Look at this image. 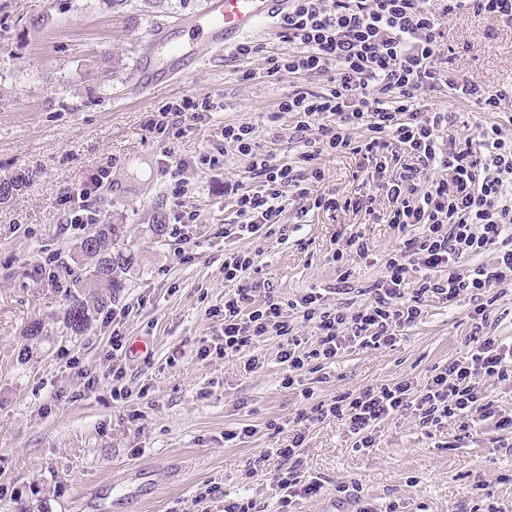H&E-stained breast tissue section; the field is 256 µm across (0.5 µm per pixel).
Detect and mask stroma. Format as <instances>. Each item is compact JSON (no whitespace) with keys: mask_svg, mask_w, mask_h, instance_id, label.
Here are the masks:
<instances>
[{"mask_svg":"<svg viewBox=\"0 0 512 512\" xmlns=\"http://www.w3.org/2000/svg\"><path fill=\"white\" fill-rule=\"evenodd\" d=\"M201 0H0V182L17 173L30 179L0 201V512H219L225 496L249 492L261 512H276L269 477L277 448L288 442L283 425L297 412L336 396L386 383H420L435 368L460 357L468 341L469 297L426 299L414 325L395 347L350 350L306 374L312 392L303 400L286 389L277 353L279 337L219 359L197 350L219 328L216 311L230 286L224 256L248 248L225 237L236 214L224 199V181L245 179L248 157L224 143L226 124L255 126L259 152L291 158V118L267 126L266 112L292 89L287 76H267L268 57L288 49L278 32L250 35L255 52L197 67L185 79L140 98L132 91L140 51L152 33L198 11ZM452 67L490 89L512 83V28L485 16L451 25ZM253 72L243 80V72ZM208 96L223 111L201 120L182 115L165 133L149 121L162 105ZM222 153L220 167L199 164L201 153ZM182 161L191 190L193 224H170L162 238L149 226L168 222L173 209L165 164ZM323 190L348 196L376 188L352 154L322 155ZM110 176L86 205L98 222L126 225L139 255L119 305L120 325L145 350L126 361V400L112 399L108 340L112 311H99L85 335L67 337L63 314L69 295L40 264L52 254L71 264L80 230L69 228L61 204L69 190L89 184L100 169ZM279 224L259 243L246 276L268 283L279 302L322 288L332 306L357 307L362 289L380 277L399 244L389 224L359 211L332 217L301 214L284 195ZM361 233L373 251L350 258V291L337 290L333 259L340 237ZM47 337L25 338L34 319ZM263 362L246 371L251 357ZM78 358L71 368L69 358ZM93 388H85L86 377ZM244 425L255 434L228 444L224 433ZM493 422L462 431L451 422L428 431L398 417L381 424L374 447L355 449L341 422L329 417L311 427L304 469L326 490L300 502L296 512H354L338 503L336 484L352 480L377 512H512V452L498 448ZM267 451L263 475L246 482L244 470ZM213 498L196 501L198 489Z\"/></svg>","mask_w":512,"mask_h":512,"instance_id":"35a3bbf8","label":"stroma"}]
</instances>
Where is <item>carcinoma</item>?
<instances>
[{"mask_svg": "<svg viewBox=\"0 0 512 512\" xmlns=\"http://www.w3.org/2000/svg\"><path fill=\"white\" fill-rule=\"evenodd\" d=\"M94 241L97 258L87 259L85 245ZM78 266L64 267L76 290L65 310L64 323L70 334L81 336L92 327L94 315L119 299L127 288L128 274L138 265V254L126 239L125 225L98 224L77 246Z\"/></svg>", "mask_w": 512, "mask_h": 512, "instance_id": "1", "label": "carcinoma"}]
</instances>
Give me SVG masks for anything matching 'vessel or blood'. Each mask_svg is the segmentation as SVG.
Here are the masks:
<instances>
[{
	"label": "vessel or blood",
	"mask_w": 512,
	"mask_h": 512,
	"mask_svg": "<svg viewBox=\"0 0 512 512\" xmlns=\"http://www.w3.org/2000/svg\"><path fill=\"white\" fill-rule=\"evenodd\" d=\"M289 0H204L198 12L177 18L155 34L156 48L138 58L134 85L141 96L188 77L198 64L264 26L276 23Z\"/></svg>",
	"instance_id": "vessel-or-blood-1"
}]
</instances>
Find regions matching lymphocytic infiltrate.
<instances>
[{
  "mask_svg": "<svg viewBox=\"0 0 512 512\" xmlns=\"http://www.w3.org/2000/svg\"><path fill=\"white\" fill-rule=\"evenodd\" d=\"M469 14L511 27L512 0H291L280 22L288 50L268 58L267 73L300 84L266 120L273 125L293 118V162L256 152L253 125L224 127L225 143L250 159L248 181H224V196L240 219L231 234L263 237L281 220L287 188L311 211L372 207L370 195L352 201L321 191L325 172L317 161L336 152L371 165L370 177L388 201L376 220L396 228L402 244L354 310L330 306L316 290L285 307L269 295L257 299L259 285L245 280L253 252L233 253L224 262V280L233 289L224 297L220 332L200 356L224 358L280 337L278 358L288 368L283 385L290 389L302 372L345 351L394 346L400 329L417 322L427 298L454 302L465 295L477 301L464 356L425 383L366 388L296 415L287 444L276 451L278 512L324 492V480L301 469L306 432L317 419L343 421L358 448L373 447L379 425L395 416L413 417L424 428L453 421L464 431L490 419L498 446L512 451V414L482 399L485 380L512 381V342L490 334L483 302L512 286V135L497 121L458 126L451 112L421 102L423 94L444 86L479 112L500 111L512 100V85L490 92L446 63L445 22ZM477 256L481 264L460 271L462 260ZM292 313L312 328L313 341L295 336Z\"/></svg>",
  "mask_w": 512,
  "mask_h": 512,
  "instance_id": "f902f5d3",
  "label": "lymphocytic infiltrate"
}]
</instances>
